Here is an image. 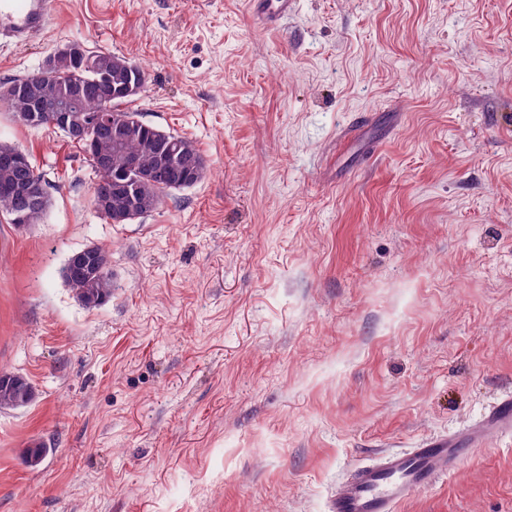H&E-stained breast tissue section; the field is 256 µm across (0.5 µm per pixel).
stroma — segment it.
<instances>
[{
  "label": "stroma",
  "mask_w": 512,
  "mask_h": 512,
  "mask_svg": "<svg viewBox=\"0 0 512 512\" xmlns=\"http://www.w3.org/2000/svg\"><path fill=\"white\" fill-rule=\"evenodd\" d=\"M0 83L62 44L143 67L131 107L207 174L131 224L53 128L0 105L50 183L0 212V512H327L354 463L477 423L512 393V0H55ZM112 297L61 277L89 245ZM42 449L38 465L28 449ZM401 512H512V436ZM254 5H262L260 17L271 27L277 26L279 21L292 14L297 6V0H255ZM77 254L86 260L88 265L86 271L77 272L71 266L69 256L62 268L63 280L72 289L80 303L86 307H96L112 297L110 255L99 245L86 246L72 255ZM34 399V388L24 376L15 373L0 374L1 411L24 407Z\"/></svg>",
  "instance_id": "1"
}]
</instances>
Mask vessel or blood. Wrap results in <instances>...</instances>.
I'll return each instance as SVG.
<instances>
[{"label":"vessel or blood","mask_w":512,"mask_h":512,"mask_svg":"<svg viewBox=\"0 0 512 512\" xmlns=\"http://www.w3.org/2000/svg\"><path fill=\"white\" fill-rule=\"evenodd\" d=\"M270 26L292 14L297 0H255ZM53 0H0V43L27 46L49 32ZM512 434V395L475 426L353 465L333 490L328 512H399L410 493L446 478L465 457Z\"/></svg>","instance_id":"obj_1"}]
</instances>
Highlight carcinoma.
Masks as SVG:
<instances>
[{
	"label": "carcinoma",
	"instance_id": "obj_1",
	"mask_svg": "<svg viewBox=\"0 0 512 512\" xmlns=\"http://www.w3.org/2000/svg\"><path fill=\"white\" fill-rule=\"evenodd\" d=\"M88 55L107 62L109 77H103L92 69L77 68L61 59L57 64L56 75L51 83H46L40 77L38 68L32 73L18 78V81L37 89L45 86L51 89L55 88L59 94L71 88L81 89L82 99L79 102V108L84 115L96 113L101 100L108 98L113 115L131 120L134 129L118 148L115 147L109 133L99 130L90 132L87 142L78 143L96 173L92 195L106 197L110 202L109 209L98 212V215L110 221L115 213L128 212L130 217L125 220V223L129 224L155 211L162 204L166 195L184 190L186 186L182 183V172L179 170L171 171L163 179H141L134 184L137 206L132 208L127 197L113 191L114 181L121 179L120 171L123 170L124 157H135L139 160L142 168L150 169L156 159V139L165 138L183 150L189 163L198 165L202 176L206 172V161L192 140L151 125L143 120L139 112L127 108L126 104L132 101V97L112 95L114 85L124 81L126 77V64L130 63L129 59L104 51H90ZM51 106L52 102L47 100L38 107L36 102L25 97H20L8 104L14 118L28 128L32 127L29 114L36 111L42 114L41 126H50ZM106 156L112 157V168L108 170H104L98 165V160ZM49 202L50 199L47 196L33 202L27 209L25 224H19L17 228L21 229L25 225L40 223ZM78 254L87 262L86 271L80 273L67 262L62 268L63 280L72 289L80 303L86 307H96L112 297L113 281L110 255L105 248L99 245L86 246L79 250ZM34 399V388L24 376L15 373L0 374L1 411L24 407Z\"/></svg>",
	"mask_w": 512,
	"mask_h": 512
}]
</instances>
